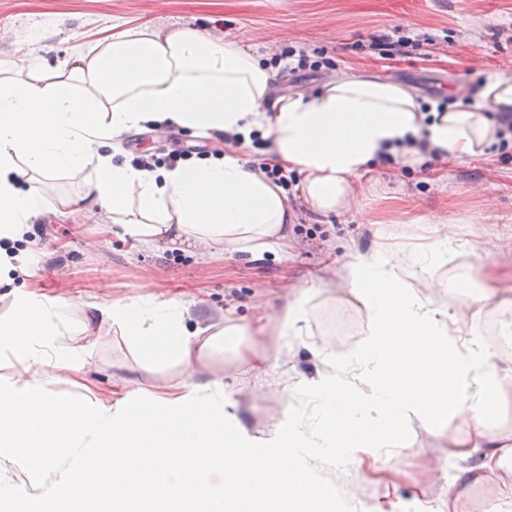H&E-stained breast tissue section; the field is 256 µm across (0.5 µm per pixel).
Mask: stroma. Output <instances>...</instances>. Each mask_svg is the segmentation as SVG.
Returning <instances> with one entry per match:
<instances>
[{"mask_svg":"<svg viewBox=\"0 0 512 512\" xmlns=\"http://www.w3.org/2000/svg\"><path fill=\"white\" fill-rule=\"evenodd\" d=\"M142 23L201 24L268 57L291 45L305 47L321 74L298 81L280 72L275 83L282 95L310 94L333 75L362 72L403 84L425 102L433 93L452 94L460 84L480 87L494 75L512 77V41L495 34L512 24V0H0V57L29 56L53 67L77 48ZM396 30H420L443 45H423L393 61L369 58L355 47ZM189 145L248 163L256 153L248 143L234 147L219 135L172 126L130 132L121 149L166 152ZM369 179L375 191L359 194L353 209L341 215L318 217L292 199L287 251H267L256 260L198 248L161 251L103 231L104 215L49 214L32 226L42 247L40 285L75 311L91 298L153 294L193 303L214 320L230 310L246 322L277 313L299 292L318 293L308 333L293 339L291 354L271 355L260 371L230 362L214 367L239 402L240 423L262 438L283 414L278 381L315 376L319 365L310 345L348 352L361 342L365 317L341 298L333 270L350 252L371 248L378 224L391 222L396 233L415 235L419 219L429 220L465 241L459 261L474 273L473 291H482L489 275L498 287L512 289V146L444 168L406 171L380 162ZM189 376L178 367L144 368L114 333L101 340L89 371L93 383L112 390H157ZM458 431L452 418L442 435L420 432L404 446L319 469L339 478L342 490L365 503V512H419L447 498L457 477L482 461L477 453L457 454L452 439Z\"/></svg>","mask_w":512,"mask_h":512,"instance_id":"1","label":"stroma"}]
</instances>
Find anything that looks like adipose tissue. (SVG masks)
Wrapping results in <instances>:
<instances>
[{
	"mask_svg": "<svg viewBox=\"0 0 512 512\" xmlns=\"http://www.w3.org/2000/svg\"><path fill=\"white\" fill-rule=\"evenodd\" d=\"M277 74L240 40L205 29L139 26L97 40L63 63L0 59V353L16 376L0 381V512H306L336 499L318 459L384 448L406 435L441 433L440 418H461L455 447L485 461L434 512H469L484 488L491 512H512V428L491 419L512 397V369L501 367L477 331L457 341V314L430 275L454 262L461 245L441 235L397 243L389 228L374 248L339 270L347 299L367 331L346 354L313 347L317 378L280 380L283 418L257 438L241 425L222 380L207 373L222 353L261 368L285 339L304 335L312 293H300L273 321L231 315L188 326L178 298L86 302L80 315L32 287L36 244L26 236L45 212L73 213L79 196H48V182L85 175L96 205L122 235L148 247H200L261 257L288 245L293 212L285 190L238 158L151 170L115 163L101 152L143 123L184 129L260 130L271 161L296 170L298 195L314 213L349 211L360 177L392 155L418 169L424 155L407 137L427 138L448 158L483 153L495 141V112H512V78L488 77L477 102L425 122L415 94L385 78L353 73L317 92L269 100ZM118 332L142 366L181 365L206 372L157 391L112 394L87 383L97 331ZM73 391L58 398L51 371ZM108 451L106 470L94 460ZM27 485H19L17 475Z\"/></svg>",
	"mask_w": 512,
	"mask_h": 512,
	"instance_id": "ef3b65f1",
	"label": "adipose tissue"
}]
</instances>
